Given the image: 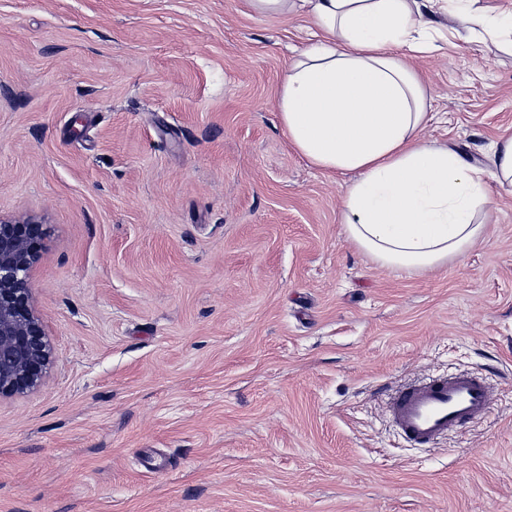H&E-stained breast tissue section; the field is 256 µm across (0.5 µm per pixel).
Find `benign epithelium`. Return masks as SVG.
Here are the masks:
<instances>
[{"label": "benign epithelium", "mask_w": 512, "mask_h": 512, "mask_svg": "<svg viewBox=\"0 0 512 512\" xmlns=\"http://www.w3.org/2000/svg\"><path fill=\"white\" fill-rule=\"evenodd\" d=\"M46 236L45 225L35 217H0V399L36 390L53 364L29 282Z\"/></svg>", "instance_id": "benign-epithelium-1"}]
</instances>
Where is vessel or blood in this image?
I'll return each mask as SVG.
<instances>
[{"instance_id": "obj_1", "label": "vessel or blood", "mask_w": 512, "mask_h": 512, "mask_svg": "<svg viewBox=\"0 0 512 512\" xmlns=\"http://www.w3.org/2000/svg\"><path fill=\"white\" fill-rule=\"evenodd\" d=\"M491 400L485 376L455 373L401 388L390 397L388 411L404 440L430 447L458 428L484 419Z\"/></svg>"}]
</instances>
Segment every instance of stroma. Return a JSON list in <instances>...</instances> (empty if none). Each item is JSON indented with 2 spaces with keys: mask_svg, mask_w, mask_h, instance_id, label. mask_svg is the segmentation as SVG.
<instances>
[{
  "mask_svg": "<svg viewBox=\"0 0 512 512\" xmlns=\"http://www.w3.org/2000/svg\"><path fill=\"white\" fill-rule=\"evenodd\" d=\"M433 24L424 137L491 168L512 55ZM312 31L248 0H0V215L48 227L54 350L0 401V512H512V191L487 178L488 238L446 268L376 265L352 174L275 108ZM464 370L488 417L407 445L388 398Z\"/></svg>",
  "mask_w": 512,
  "mask_h": 512,
  "instance_id": "stroma-1",
  "label": "stroma"
}]
</instances>
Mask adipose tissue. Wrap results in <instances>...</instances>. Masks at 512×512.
<instances>
[{
    "mask_svg": "<svg viewBox=\"0 0 512 512\" xmlns=\"http://www.w3.org/2000/svg\"><path fill=\"white\" fill-rule=\"evenodd\" d=\"M471 0H249L260 15L302 13L316 41L288 67L275 106L292 147L327 172H351L347 239L380 267L436 271L487 234L482 167L427 143L428 95L407 56L431 49L432 19L457 17L469 37L512 53V11Z\"/></svg>",
    "mask_w": 512,
    "mask_h": 512,
    "instance_id": "adipose-tissue-1",
    "label": "adipose tissue"
}]
</instances>
